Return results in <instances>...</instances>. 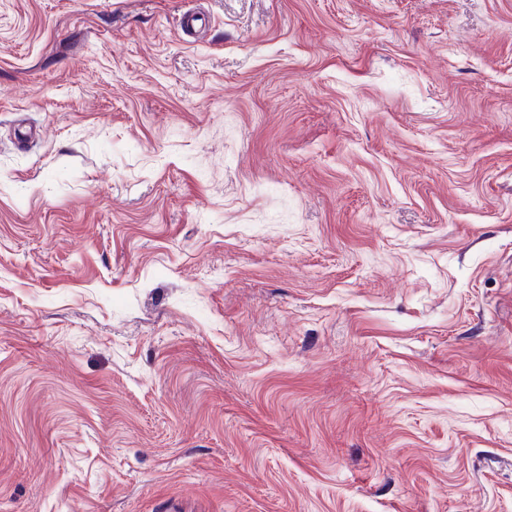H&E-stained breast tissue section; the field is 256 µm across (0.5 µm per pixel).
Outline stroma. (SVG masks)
<instances>
[{
    "instance_id": "35a3bbf8",
    "label": "stroma",
    "mask_w": 512,
    "mask_h": 512,
    "mask_svg": "<svg viewBox=\"0 0 512 512\" xmlns=\"http://www.w3.org/2000/svg\"><path fill=\"white\" fill-rule=\"evenodd\" d=\"M0 512H512V0H0Z\"/></svg>"
}]
</instances>
